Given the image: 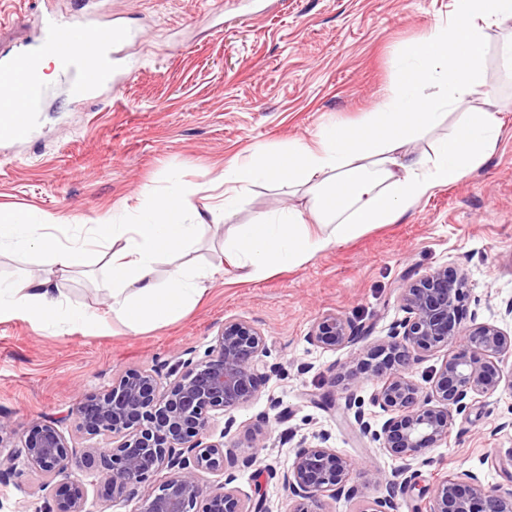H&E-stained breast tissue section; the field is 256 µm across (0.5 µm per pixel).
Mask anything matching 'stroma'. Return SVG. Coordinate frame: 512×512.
Listing matches in <instances>:
<instances>
[{"label": "stroma", "mask_w": 512, "mask_h": 512, "mask_svg": "<svg viewBox=\"0 0 512 512\" xmlns=\"http://www.w3.org/2000/svg\"><path fill=\"white\" fill-rule=\"evenodd\" d=\"M52 2L62 16L136 31L113 79L89 96L73 98L67 84L46 90L22 139L0 141V207L31 214L58 237L76 225L99 224L138 201L165 194L172 176L199 185L197 206L222 193L232 160L292 144H313L330 123L352 125L392 92L401 52L447 18L453 0H98L87 17L83 0H0V55L39 50L38 15ZM504 34L487 32L489 96L478 109L499 112L495 154L461 182L436 190L397 223L376 225L329 247L312 261L262 280L224 271L221 238L206 235L191 257L214 269L206 293L170 324L132 331L108 319L98 332L36 328L20 318L0 320V414L17 430L71 410L79 396L108 389L131 368L170 370L178 356L204 353L224 321L245 320L267 338L271 368L256 399L214 419L224 446L247 453L249 436L265 424L270 440L256 463L235 468L241 496L263 494L273 512L292 502L278 478L290 467L301 438L328 435L345 457L367 460L355 470L351 496L323 499L322 512H364L379 494L377 477L397 460L379 441L360 435L346 404L357 398L372 429L385 413L371 405L377 378L348 385L340 366L390 335L404 313L407 279L445 267L470 286L466 320L497 325L512 335V71L504 67ZM233 218L303 205L288 185L260 183L245 193ZM103 251L63 275L65 305L106 316ZM336 314L368 326L358 347L327 350L308 334ZM415 489L398 492L397 512H415L441 478L472 470L486 486L512 491V389L500 387L455 415L448 445L431 449ZM52 489L38 471L21 467L0 484V512H39Z\"/></svg>", "instance_id": "1"}]
</instances>
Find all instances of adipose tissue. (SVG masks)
Masks as SVG:
<instances>
[{"label":"adipose tissue","instance_id":"obj_1","mask_svg":"<svg viewBox=\"0 0 512 512\" xmlns=\"http://www.w3.org/2000/svg\"><path fill=\"white\" fill-rule=\"evenodd\" d=\"M511 22L512 0H453L447 19L436 21L402 54L392 97L355 125L324 126L314 145L229 163L224 191L213 206H195L196 187L177 181L162 198L136 206L134 219L116 216L66 240L46 225L0 209V252L36 251L66 273L86 266L96 246H110L112 314L133 331L164 325L203 292L209 273L188 256L204 233L231 220L251 186L285 181L303 192L308 207L259 212L248 223L234 224L223 237L224 262L242 280L310 262L369 226L396 223L434 190L460 182L493 156L501 122L487 110L471 113L432 154L413 155L408 147L485 94L486 30ZM164 258L174 268L162 280L157 266ZM53 274L1 279L0 319L60 329L98 326L95 313L63 305Z\"/></svg>","mask_w":512,"mask_h":512}]
</instances>
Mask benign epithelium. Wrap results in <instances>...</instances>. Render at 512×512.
<instances>
[{"mask_svg": "<svg viewBox=\"0 0 512 512\" xmlns=\"http://www.w3.org/2000/svg\"><path fill=\"white\" fill-rule=\"evenodd\" d=\"M469 292L466 277L433 270L402 284L405 316L387 339L362 353L346 369L355 385L366 376L384 378L372 403L389 414L381 429L371 430L361 406L348 403L360 433L372 434L401 465L379 481L380 496L363 512H396L398 489L416 487L414 461L448 444L452 412L495 392L503 380L502 358L512 354V336L489 323L466 326L461 302ZM363 332L336 314L324 316L309 340L325 349L357 344ZM462 346L443 360L428 387L412 378L411 367L423 354L456 342ZM267 339L244 320H229L200 358L178 359L162 375L156 370H128L105 391L83 395L66 415L35 421L20 445L0 459V484H7L19 464L54 483L45 512H91L87 485L121 497L131 486L147 483L166 469L167 479L141 498L139 512H271L263 495L242 498L228 474L205 485L201 472L224 470V442H210L214 412L229 414L251 403L268 376ZM67 420L89 436L109 435L115 445L103 451V467L82 477L73 471L76 447L60 429ZM328 437L302 438L294 459L281 475L293 500L291 512H312L309 505L327 496L350 494L347 484L357 464L327 446ZM427 512H512V493L486 487L479 473L467 471L439 482L426 502Z\"/></svg>", "mask_w": 512, "mask_h": 512, "instance_id": "benign-epithelium-1", "label": "benign epithelium"}]
</instances>
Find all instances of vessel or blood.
Masks as SVG:
<instances>
[{
	"instance_id": "1",
	"label": "vessel or blood",
	"mask_w": 512,
	"mask_h": 512,
	"mask_svg": "<svg viewBox=\"0 0 512 512\" xmlns=\"http://www.w3.org/2000/svg\"><path fill=\"white\" fill-rule=\"evenodd\" d=\"M125 30L109 23L76 25L46 10L40 19V44L59 65L58 77L74 97L82 98L105 77L104 53L126 38ZM38 62L29 55L0 56V93L16 97L14 114L0 116V137L25 136L31 116L43 94Z\"/></svg>"
}]
</instances>
